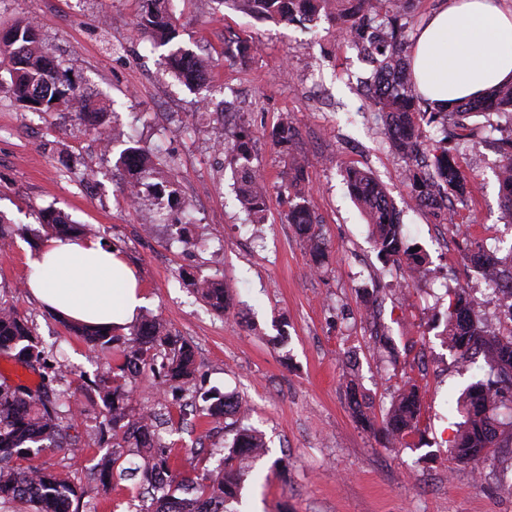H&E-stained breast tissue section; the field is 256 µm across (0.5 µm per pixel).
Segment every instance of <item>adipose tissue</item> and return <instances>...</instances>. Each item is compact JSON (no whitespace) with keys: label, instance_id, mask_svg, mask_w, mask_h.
Masks as SVG:
<instances>
[{"label":"adipose tissue","instance_id":"ef3b65f1","mask_svg":"<svg viewBox=\"0 0 512 512\" xmlns=\"http://www.w3.org/2000/svg\"><path fill=\"white\" fill-rule=\"evenodd\" d=\"M504 0H445L420 28L410 60L432 105L466 100L512 77V7ZM26 286L62 319L132 323L146 290L120 253L94 237H47Z\"/></svg>","mask_w":512,"mask_h":512}]
</instances>
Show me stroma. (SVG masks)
I'll return each instance as SVG.
<instances>
[{
	"instance_id": "35a3bbf8",
	"label": "stroma",
	"mask_w": 512,
	"mask_h": 512,
	"mask_svg": "<svg viewBox=\"0 0 512 512\" xmlns=\"http://www.w3.org/2000/svg\"><path fill=\"white\" fill-rule=\"evenodd\" d=\"M142 9V0H0V32L40 18L48 51L104 109L107 126L126 133L102 152L75 113L28 111L14 100L11 65L0 58V213L35 228L40 209L51 206L90 225L136 268L148 291L145 313L193 347L205 380L174 390L162 430L174 468L205 473L216 464L211 449L234 436L202 418L203 384L238 395L250 407L248 425L265 436L267 453L251 460L232 512H512V492L499 482L512 481V459L478 470L450 451L461 416L448 397L472 374L445 338L449 290L468 289L489 330L506 325L463 250L467 238L512 249L486 117L470 115L471 136L453 143L469 189L454 200L457 223L444 224L438 209L413 207L404 165L366 96L372 69L337 36L331 17L288 23L226 0H175L174 45L205 65L203 84L187 85L161 64L169 48L137 32ZM238 36L259 46L245 64L224 53ZM284 116L295 133L288 154L271 139ZM243 128L269 190L263 224L247 223L235 194L239 172L225 158ZM132 140L154 154L136 199L119 161ZM292 153L304 162L319 257L285 219ZM170 157L176 166H166ZM348 166L382 184L400 213L404 248H419L424 264L379 256L343 180ZM38 251L36 239L19 234L0 249V301L29 319L49 360L61 363L65 386L94 376L107 358L29 295L24 282ZM201 277L223 279L224 313L193 292L190 279ZM374 299L381 308L371 323L365 314ZM351 379L379 420L403 389L418 387L417 431L393 444L375 438L353 417ZM77 398L80 450L48 449L40 460L88 489L81 512H128L143 493L138 481L116 476L107 497L90 494L103 448L93 431L99 400L87 389Z\"/></svg>"
}]
</instances>
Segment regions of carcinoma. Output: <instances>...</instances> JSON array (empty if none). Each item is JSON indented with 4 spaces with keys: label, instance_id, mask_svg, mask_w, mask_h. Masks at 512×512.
I'll use <instances>...</instances> for the list:
<instances>
[{
    "label": "carcinoma",
    "instance_id": "1",
    "mask_svg": "<svg viewBox=\"0 0 512 512\" xmlns=\"http://www.w3.org/2000/svg\"><path fill=\"white\" fill-rule=\"evenodd\" d=\"M254 14L290 22H314L320 12L329 9L336 31L346 38L363 39L372 32L381 33L379 41L367 43L382 70L399 67L405 88L387 92L384 85L374 87V105L384 119L391 148L405 161L412 195L419 204L430 207L444 198L466 192L467 179L459 169L448 147L433 151L424 147L419 134L420 122H439L452 128V136H460L465 126L458 117L465 112L506 113L512 116V79L499 82L482 95L445 110L424 109V102L414 83L410 63L404 57L409 44L407 26L402 23L405 5L412 0H238ZM163 0H144L145 7L137 22L140 33L156 45L165 46L176 37L171 16L162 7ZM252 44L239 38L226 46L225 53L244 62L251 56ZM0 50L7 53L13 64L12 94L14 99L32 112L47 113L73 108L82 97L79 87L44 48L40 27L21 23L0 35ZM166 64L174 74L184 77L199 71L202 65L191 52L179 47L166 56ZM272 140L280 147L293 142L292 127L280 123L272 132ZM501 168L505 177L500 181L502 207L512 219V132L499 139ZM251 138L242 133L232 148V157L241 171L238 186L245 212L254 224L264 222L268 208L267 188L258 185L259 173L250 166ZM124 163L132 179L151 168L153 158L147 151L130 146ZM345 180L353 197L364 207L379 255L387 261L406 258L421 262L416 253L402 250V225L384 188L367 172L345 168ZM290 224L320 252L315 231L305 205L291 203L285 214ZM40 228L44 235L83 237L90 233L84 224H73L68 216L52 207L41 212ZM471 262L482 273L495 275L497 296L512 299V251L504 257L480 248L470 250ZM190 286L216 312H224L227 296L224 282L215 278L194 279ZM69 331L81 337L96 350L107 352L122 342L119 362L107 371L86 380L102 404L99 437L107 430L121 434L118 448L140 457L143 465L123 469V474L151 486L156 478H167L168 489L162 498H153L135 512H229L227 505L240 494L246 460L263 447L259 434L247 427L237 428L232 445L224 449L219 467L203 475L174 472L167 446L154 438L157 414L130 416L125 404L122 381L129 374L149 368L158 374L160 383L174 387L197 377L199 368L194 349L186 342L171 336L155 319L144 320L131 337L121 339L112 329L81 323H66ZM448 348L468 364L482 356L478 369L484 377L470 384L457 400L462 421L451 447L453 456L461 462L478 467L489 460L490 449L512 447V416L499 417L502 407L512 409V329L508 333L484 330L475 315L469 294L463 288L453 291L448 304ZM0 356L18 360L40 376L35 388L20 384L0 383V512L7 504H19L17 512H79L73 505L81 500L68 475L31 460L47 449L70 452L79 450L77 440L70 434L74 427V393L63 390L57 399L47 391L49 375L47 358L36 342L31 326L8 303H0ZM352 413L368 431H376L375 417L365 410L359 400L354 382L346 385ZM208 405L202 409L215 424L226 417V405L231 397L203 392ZM420 416V396L410 386L392 403L382 432L388 437H402L417 429ZM121 458L117 451L103 454L96 466L99 490L112 487L114 468Z\"/></svg>",
    "mask_w": 512,
    "mask_h": 512
}]
</instances>
